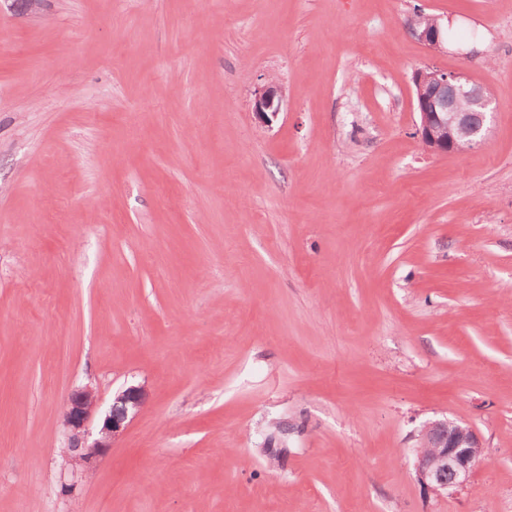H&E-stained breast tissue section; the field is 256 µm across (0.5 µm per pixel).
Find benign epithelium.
<instances>
[{"label": "benign epithelium", "instance_id": "7a95c632", "mask_svg": "<svg viewBox=\"0 0 512 512\" xmlns=\"http://www.w3.org/2000/svg\"><path fill=\"white\" fill-rule=\"evenodd\" d=\"M407 31L434 53L443 50L448 36L439 25H424L416 18L407 24ZM413 83L421 116L418 136L428 151L454 154L460 152L462 139L470 147L485 140L495 107L484 85L433 66L417 69ZM283 101L282 86L271 79L255 94L253 112L262 123H271L280 114ZM146 399L145 387H125L112 396L95 425V389L85 385L73 390L64 405V423L69 432L65 456L82 474L95 472ZM483 455L480 439L469 425L448 419L429 422L421 429L419 445L414 448L417 480L427 492L443 497L472 481Z\"/></svg>", "mask_w": 512, "mask_h": 512}]
</instances>
